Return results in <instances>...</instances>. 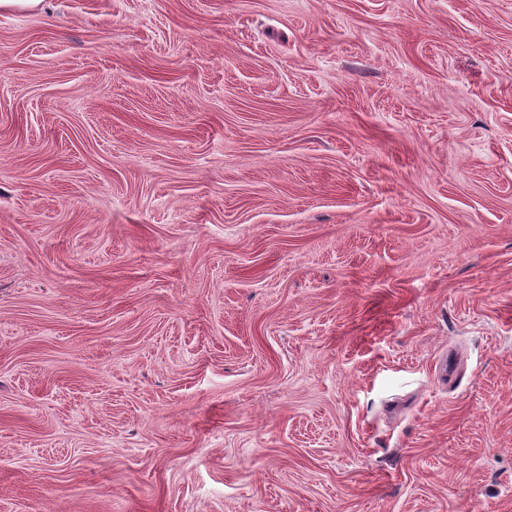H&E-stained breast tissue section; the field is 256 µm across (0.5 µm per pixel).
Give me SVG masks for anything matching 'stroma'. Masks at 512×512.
<instances>
[{
  "mask_svg": "<svg viewBox=\"0 0 512 512\" xmlns=\"http://www.w3.org/2000/svg\"><path fill=\"white\" fill-rule=\"evenodd\" d=\"M0 512H512V0L0 12Z\"/></svg>",
  "mask_w": 512,
  "mask_h": 512,
  "instance_id": "35a3bbf8",
  "label": "stroma"
}]
</instances>
